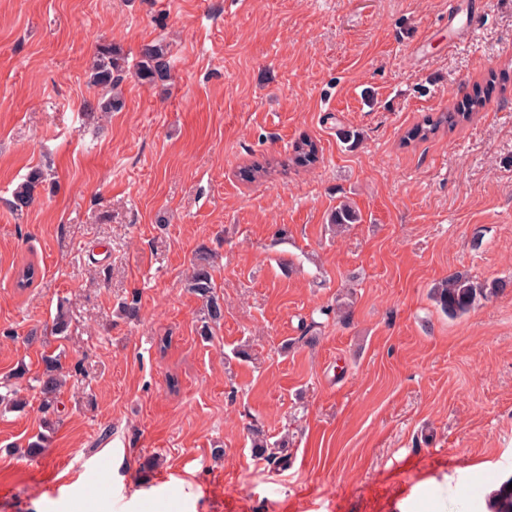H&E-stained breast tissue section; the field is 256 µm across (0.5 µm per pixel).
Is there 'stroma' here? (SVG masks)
<instances>
[{"label":"stroma","mask_w":512,"mask_h":512,"mask_svg":"<svg viewBox=\"0 0 512 512\" xmlns=\"http://www.w3.org/2000/svg\"><path fill=\"white\" fill-rule=\"evenodd\" d=\"M452 7L480 11L453 43ZM158 41L169 80L126 74L122 110L92 111L98 44L133 64ZM476 90L470 121L405 142ZM303 137L317 163L242 180ZM38 166L56 185L15 215ZM457 272L506 286L451 317L430 290ZM1 386L0 512H486L512 476V0H0ZM193 270L189 279L188 288L203 302V325L201 336L208 338L211 325H219L224 319V304L216 292V284L212 274L213 255L201 248L192 263ZM43 370L38 378L40 393L42 394V410H48L54 405L56 394L61 383L63 365L60 356L45 355L42 358ZM250 433L252 449L256 456L273 465H280L288 461V454L283 453L284 451H287L285 441L279 443L277 448L276 446H270L262 429L257 425H253L250 428Z\"/></svg>","instance_id":"35a3bbf8"}]
</instances>
